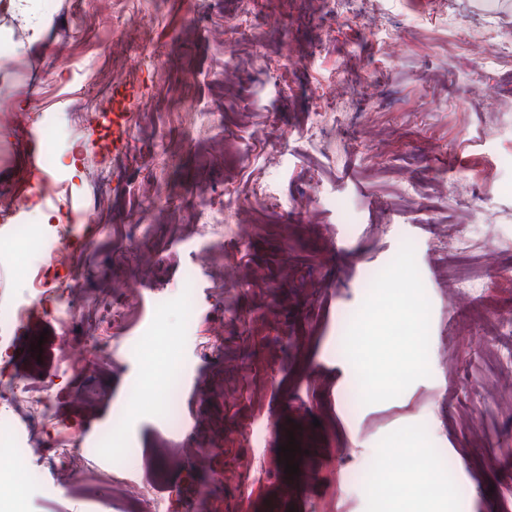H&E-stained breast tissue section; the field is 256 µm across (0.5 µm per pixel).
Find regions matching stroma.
Wrapping results in <instances>:
<instances>
[{"label": "stroma", "mask_w": 512, "mask_h": 512, "mask_svg": "<svg viewBox=\"0 0 512 512\" xmlns=\"http://www.w3.org/2000/svg\"><path fill=\"white\" fill-rule=\"evenodd\" d=\"M42 3L52 21L33 43L0 0V33L25 47L0 46V196L18 201L0 241L64 229L73 257L0 254V314L28 295L46 310L0 353L54 393L0 427L24 436L39 414L82 467L65 479L1 449L14 512H134L129 487L161 512H397L374 492L383 474L430 484L437 512H512V53L498 50L512 0ZM331 97L336 135L311 143ZM45 113L55 195L27 170L23 132ZM210 189L233 231L177 232ZM450 235L476 245L448 250ZM74 275L84 302L63 322L56 293ZM467 276L482 295H455ZM125 298L126 319L104 321ZM409 310L406 347L391 327ZM292 439L307 451L295 476L278 452Z\"/></svg>", "instance_id": "stroma-1"}]
</instances>
